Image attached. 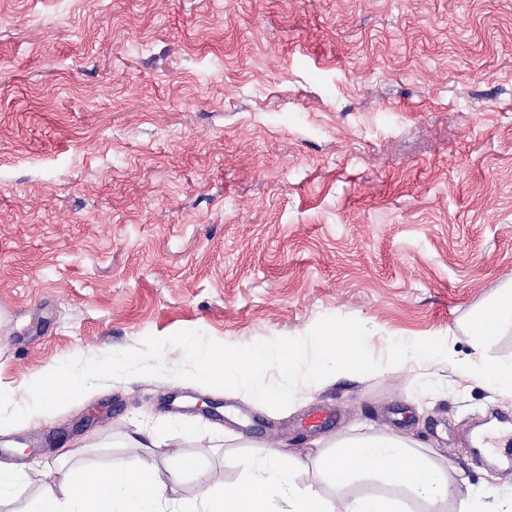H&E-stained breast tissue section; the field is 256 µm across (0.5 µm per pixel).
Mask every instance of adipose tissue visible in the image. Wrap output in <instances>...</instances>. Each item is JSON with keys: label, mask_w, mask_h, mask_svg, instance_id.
Returning <instances> with one entry per match:
<instances>
[{"label": "adipose tissue", "mask_w": 512, "mask_h": 512, "mask_svg": "<svg viewBox=\"0 0 512 512\" xmlns=\"http://www.w3.org/2000/svg\"><path fill=\"white\" fill-rule=\"evenodd\" d=\"M318 464L337 491L360 477L374 484L336 506L313 487L299 484L297 460L272 448L252 460L247 477L223 494L200 489L185 512H402L406 499L424 501L429 512H441V504L456 493L445 468L401 434L338 440L331 451L319 454ZM195 468V461L185 458L163 471L149 455L112 467L105 475L75 464L65 472L60 491L42 493L32 512H171L170 485ZM382 484L389 486V493L379 492Z\"/></svg>", "instance_id": "adipose-tissue-1"}]
</instances>
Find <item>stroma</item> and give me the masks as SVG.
Returning <instances> with one entry per match:
<instances>
[{
  "label": "stroma",
  "instance_id": "stroma-1",
  "mask_svg": "<svg viewBox=\"0 0 512 512\" xmlns=\"http://www.w3.org/2000/svg\"><path fill=\"white\" fill-rule=\"evenodd\" d=\"M512 280V0H0V381L197 330L226 345L364 323L375 350L444 339ZM341 379L275 410L132 377L0 434L26 512L66 457L194 458L175 497L278 448L403 433L460 493H512L475 430L512 401L431 365ZM323 409L331 418L305 425ZM195 422L184 436L178 421Z\"/></svg>",
  "mask_w": 512,
  "mask_h": 512
}]
</instances>
